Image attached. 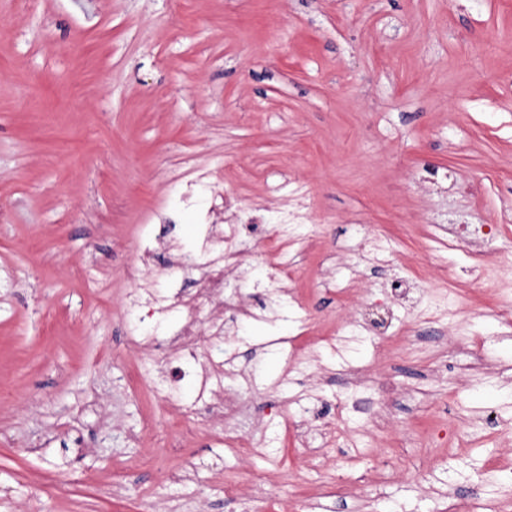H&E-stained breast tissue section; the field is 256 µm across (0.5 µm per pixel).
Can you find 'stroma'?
<instances>
[{
	"label": "stroma",
	"mask_w": 512,
	"mask_h": 512,
	"mask_svg": "<svg viewBox=\"0 0 512 512\" xmlns=\"http://www.w3.org/2000/svg\"><path fill=\"white\" fill-rule=\"evenodd\" d=\"M291 179L315 240L276 286L262 243ZM453 219L499 225L512 258V0H0V512H447L473 482L512 512L494 477L512 468V335L449 249ZM216 233L251 311L199 308L226 335L191 359L173 341L200 275L173 264ZM370 239L397 243L389 264L358 261ZM413 264L462 298L423 344L404 330L428 303L389 295ZM231 366L234 419L185 423L203 372ZM355 370L395 396L381 433L340 411L362 450L344 481L292 442L227 447ZM488 411L500 427L437 465L410 446Z\"/></svg>",
	"instance_id": "obj_1"
}]
</instances>
